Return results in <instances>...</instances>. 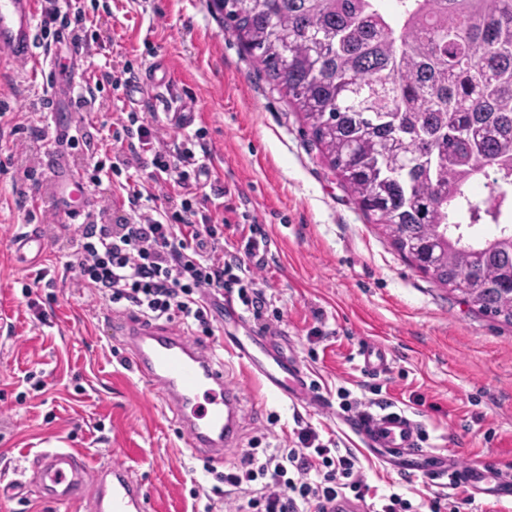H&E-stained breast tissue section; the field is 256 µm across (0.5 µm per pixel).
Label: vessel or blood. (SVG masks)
I'll return each mask as SVG.
<instances>
[{
    "label": "vessel or blood",
    "mask_w": 512,
    "mask_h": 512,
    "mask_svg": "<svg viewBox=\"0 0 512 512\" xmlns=\"http://www.w3.org/2000/svg\"><path fill=\"white\" fill-rule=\"evenodd\" d=\"M40 11L41 0H0V51L13 60L48 67L56 94L71 93L81 80L79 73L57 63L54 56L35 51ZM165 69L162 61L145 69L127 89L125 100L135 106L141 95L151 94L167 123L189 125L196 104L175 90L164 76ZM76 137L72 127L56 128V148L46 160L55 209L72 225L82 223L85 212L96 206L86 195L82 172L71 168L62 153ZM77 193L86 197L83 206L71 204ZM47 247L43 227L36 224L15 237L12 256L23 264L29 257H42ZM225 309L242 332L225 333L216 344L195 341L173 331L170 324L133 319L121 311L109 312L105 318L109 331L122 336L132 371L175 413L186 447L195 454L209 450L216 463L222 462L228 449L237 447L245 420L240 397L229 383L228 362H236L243 375L257 379L267 390L297 403L322 405L300 364L274 350V336L243 323L233 303H226ZM357 356L362 369L370 374L386 371L390 365L386 349L374 342H362ZM349 424L364 446L382 459L399 462L430 457L421 445V424L406 409L393 405L366 410L352 416ZM27 471L26 480L0 485V497L31 487L56 504H84L85 512H154L152 500L131 469L119 463L90 465L85 453L75 448L40 452L30 460ZM452 473L472 491L490 489L501 497L512 493V469L477 465L460 472L452 459L438 457L434 478L440 480Z\"/></svg>",
    "instance_id": "1"
}]
</instances>
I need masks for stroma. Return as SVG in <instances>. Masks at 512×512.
I'll list each match as a JSON object with an SVG mask.
<instances>
[{
  "instance_id": "obj_1",
  "label": "stroma",
  "mask_w": 512,
  "mask_h": 512,
  "mask_svg": "<svg viewBox=\"0 0 512 512\" xmlns=\"http://www.w3.org/2000/svg\"><path fill=\"white\" fill-rule=\"evenodd\" d=\"M96 23L112 41L73 53L84 82L104 62L136 72L163 60L172 82L196 102L194 129L210 151L209 186L226 189L268 242L257 283L282 320L277 344L301 361L326 400L323 410L264 395L254 379L231 370L245 409L237 447L288 448L297 422L316 428L358 457L371 492L398 491L412 502L473 496L468 512H512V500L441 488L423 471L397 473L371 454L339 408L340 390L362 402L389 400L412 412L423 445L460 465L512 466V325L487 316L433 283L374 224L312 145L295 108L268 80L224 23L214 0H108ZM48 69L0 58V480L20 478L30 459L51 448H78L93 463L131 468L156 512L223 508L215 475L190 456L178 422L153 390L127 370L124 347L104 323L108 303L81 287L64 245L75 237L47 194L46 156L55 128L69 121L91 134L93 151L69 150L84 175L107 140L113 110L45 109L29 103L46 87ZM44 140H36L35 132ZM36 170L34 178L25 167ZM43 225L49 249L21 266L11 242ZM48 313L39 320L22 288ZM390 353L389 369L366 374L360 342Z\"/></svg>"
}]
</instances>
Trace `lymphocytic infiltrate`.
Returning <instances> with one entry per match:
<instances>
[{
    "mask_svg": "<svg viewBox=\"0 0 512 512\" xmlns=\"http://www.w3.org/2000/svg\"><path fill=\"white\" fill-rule=\"evenodd\" d=\"M88 16L80 0H45L40 14L43 44L67 37L71 45L90 48ZM136 78L132 63L101 68L93 84L77 97L79 107L116 106L124 88ZM116 146L109 159L97 160L93 182L147 168L146 179L123 183L128 211L115 223L101 209L89 211L71 243L72 266L79 281L115 308L164 320L189 333L213 335L210 313L225 295H236L240 311L264 333L280 322L247 264L259 244L250 235L243 254L224 250L223 189L202 190L210 175V155L199 151L200 134H184L168 146L153 116L123 112L110 131ZM174 181L176 194L161 204L143 202L147 183ZM292 447L244 451L225 470L224 506L229 512H328L339 496L353 495L369 512H465L470 498L421 500L414 504L393 492L370 496L357 456L351 449L321 441L311 426L294 432Z\"/></svg>",
    "mask_w": 512,
    "mask_h": 512,
    "instance_id": "obj_1",
    "label": "lymphocytic infiltrate"
}]
</instances>
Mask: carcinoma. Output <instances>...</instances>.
Masks as SVG:
<instances>
[{
	"label": "carcinoma",
	"instance_id": "1",
	"mask_svg": "<svg viewBox=\"0 0 512 512\" xmlns=\"http://www.w3.org/2000/svg\"><path fill=\"white\" fill-rule=\"evenodd\" d=\"M216 8L396 248L512 325V0H402L395 13L377 0ZM480 223L496 234L471 237Z\"/></svg>",
	"mask_w": 512,
	"mask_h": 512
}]
</instances>
